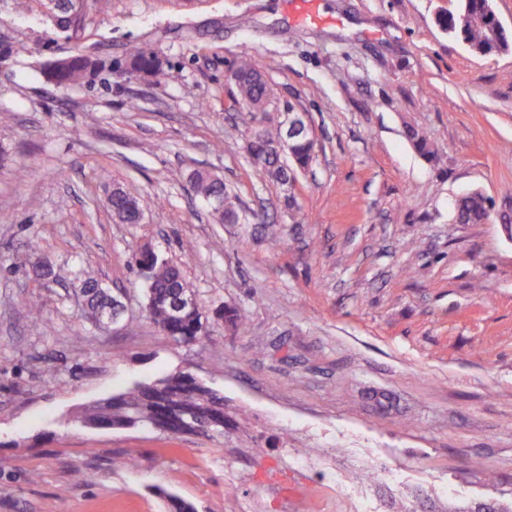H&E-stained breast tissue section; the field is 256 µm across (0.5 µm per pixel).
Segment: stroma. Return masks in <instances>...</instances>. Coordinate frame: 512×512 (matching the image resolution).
<instances>
[{"label":"stroma","instance_id":"obj_1","mask_svg":"<svg viewBox=\"0 0 512 512\" xmlns=\"http://www.w3.org/2000/svg\"><path fill=\"white\" fill-rule=\"evenodd\" d=\"M455 7L112 0L76 43L41 0L22 13L0 0V42L28 48L0 62V512H169V492L197 512H512V50L477 56L448 37L437 18ZM76 46L107 67L58 87L44 66ZM140 46L164 82L125 73ZM244 54L270 113L292 106L315 131L292 191L248 162L262 115L227 82ZM198 169L262 223H216L186 182ZM117 185L142 223L113 221ZM473 189L490 220L455 223ZM145 244L182 264L210 341L174 345L146 318L129 266ZM33 247L52 274L27 264ZM76 265L121 301L117 323H87ZM227 304L246 329L218 318ZM175 371L223 394V438L72 419Z\"/></svg>","mask_w":512,"mask_h":512}]
</instances>
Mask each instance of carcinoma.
Returning <instances> with one entry per match:
<instances>
[{
	"label": "carcinoma",
	"mask_w": 512,
	"mask_h": 512,
	"mask_svg": "<svg viewBox=\"0 0 512 512\" xmlns=\"http://www.w3.org/2000/svg\"><path fill=\"white\" fill-rule=\"evenodd\" d=\"M491 0H467L466 12L444 13L439 24L450 36L462 40L471 52L486 56L512 49V36L500 40L488 34L492 17ZM101 67L98 59L77 50L72 54L54 58L48 63V74L58 85L72 87L81 84ZM254 66L243 57L233 84L235 104L250 112L264 109L272 96L269 85L251 79ZM126 72L161 81L165 69L158 55L144 48L132 50L128 56ZM407 136L418 151L429 160L436 158L427 133L410 127ZM283 133L279 123L268 118L252 128L248 141V159L255 173L280 185H292L298 172L306 169L315 156L316 145L303 139L282 144ZM189 182L194 192L211 207L214 219L222 224H238L247 216L260 219L253 212L246 214L237 203V195L226 187L217 175L195 171ZM107 206L112 217L120 224L139 223V202L129 188L117 187ZM493 202L479 190L461 196L456 204V220L460 224H481L488 220ZM134 265L143 276L144 310L153 326L176 345H194L209 335L202 307L176 317L173 307L177 295L192 292L184 278L182 267L170 263L153 252L133 254ZM79 291L85 307L96 316L102 311L119 310L120 304L110 290L90 271L77 274ZM220 317L235 328L247 327L245 313L235 307L222 308ZM74 419L92 429H143L159 433L169 439L185 435L212 437L211 430L224 422V396L209 385L195 382L186 372H175L149 381H135L112 396L83 406L74 413Z\"/></svg>",
	"instance_id": "1"
}]
</instances>
